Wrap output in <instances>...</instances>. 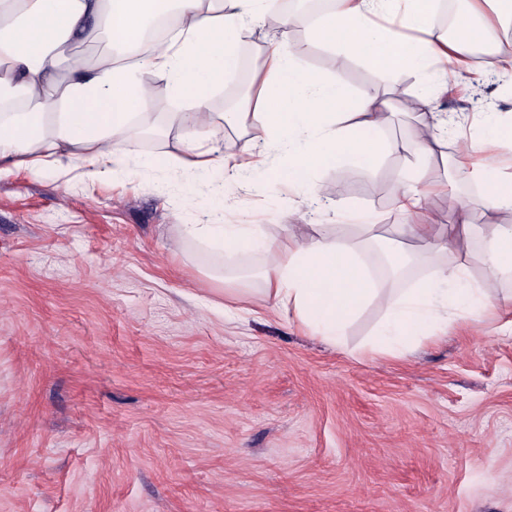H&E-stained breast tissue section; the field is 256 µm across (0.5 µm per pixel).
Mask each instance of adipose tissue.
<instances>
[{"instance_id":"adipose-tissue-1","label":"adipose tissue","mask_w":512,"mask_h":512,"mask_svg":"<svg viewBox=\"0 0 512 512\" xmlns=\"http://www.w3.org/2000/svg\"><path fill=\"white\" fill-rule=\"evenodd\" d=\"M484 0H468L460 17L461 38L433 39L436 0H333L309 27L310 38L346 57L371 65L379 77L414 73L440 60H462L485 41ZM274 0H0V161L32 174L53 168L94 181L112 172L130 151L131 133L143 126L163 83L185 106L178 113L177 139L183 150L166 157L184 170L219 166L226 183L242 175L238 164L209 148L218 123L236 124L240 112H212V90L237 68L242 35L264 21ZM175 13L163 41L145 42L150 20ZM303 18L283 16L280 32L266 47L265 70L252 112L267 145L283 149L287 164L272 166L276 178L315 194L311 175L327 164L375 170L392 143L376 138L383 102L377 92L350 91L332 71H307L290 49ZM103 36L111 54L94 64L73 54L81 37ZM447 84L422 88L407 101L423 127L420 160L429 164L439 140L436 129L452 119L437 111ZM466 155L484 154L475 181L492 185L479 204L488 223L471 221L469 205H454L462 236L434 235L428 224H395L398 236L417 241L422 253H467L472 240L483 245L485 274L475 280L465 262L441 266L419 287L399 293L377 281L365 260L363 241L373 224H289L279 237L258 224H186L185 238L213 249V269L228 253L257 251L271 261L260 272L265 297L325 341L339 343L346 323L364 306L387 309L380 350L394 358L421 342L426 330L448 325L449 313L478 320L490 302L512 306L502 277L512 274V225L496 214L512 210V176L499 172L498 152L512 148V124L488 119L481 133L457 138Z\"/></svg>"}]
</instances>
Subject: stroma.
Here are the masks:
<instances>
[{
  "mask_svg": "<svg viewBox=\"0 0 512 512\" xmlns=\"http://www.w3.org/2000/svg\"><path fill=\"white\" fill-rule=\"evenodd\" d=\"M337 80L390 98L378 130L395 143L376 171L318 170L316 200L249 170L195 198L215 172L163 157L175 137L141 136L131 179L78 182L47 170L0 175V512H512V310L451 319L406 356L375 353L371 304L340 345L259 295L185 224H409L402 183L421 181L437 232L452 205L485 223L454 133L417 178L416 115L399 109L415 74L380 80L337 57ZM440 111L460 125L512 114V82L486 75Z\"/></svg>",
  "mask_w": 512,
  "mask_h": 512,
  "instance_id": "35a3bbf8",
  "label": "stroma"
}]
</instances>
